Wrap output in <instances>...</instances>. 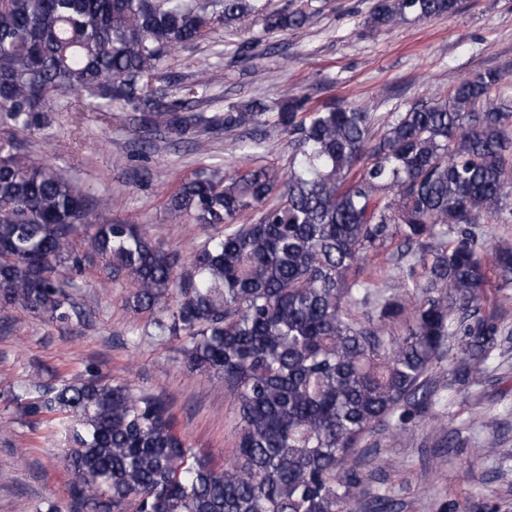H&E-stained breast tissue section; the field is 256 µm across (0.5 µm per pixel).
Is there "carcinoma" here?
Listing matches in <instances>:
<instances>
[{
    "instance_id": "obj_1",
    "label": "carcinoma",
    "mask_w": 512,
    "mask_h": 512,
    "mask_svg": "<svg viewBox=\"0 0 512 512\" xmlns=\"http://www.w3.org/2000/svg\"><path fill=\"white\" fill-rule=\"evenodd\" d=\"M460 0H378L375 26L451 16ZM263 16L297 30L304 11L265 12L260 0H0V305L65 322L75 311L61 267L78 239L131 285L128 306L184 337L191 373L224 384L239 416L231 460L215 467L175 431L161 396L92 372L58 386L36 377L13 396L35 426L58 423L70 444L77 512H348L365 493L345 468L366 434L405 417L438 419L428 376L456 346L448 387L475 389L494 352L512 350L499 318L512 301V244L487 243L482 221L512 222V110L486 68L448 94L392 114L293 95L218 116L156 98L168 53L219 26ZM134 107L131 131L198 139L202 128L288 134L285 175L266 167L228 176L207 168L167 200L171 219L222 224L198 249L194 274L130 220L99 222L67 175L22 151L17 131L52 113ZM399 241L406 274L391 287L366 273L369 254ZM500 298L486 308L488 274ZM174 303H169V300ZM469 424L493 433L497 417Z\"/></svg>"
}]
</instances>
